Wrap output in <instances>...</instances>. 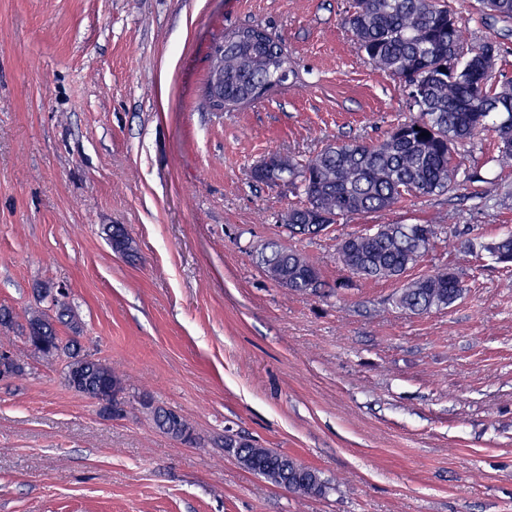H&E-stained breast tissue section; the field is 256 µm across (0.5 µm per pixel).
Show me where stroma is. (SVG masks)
Here are the masks:
<instances>
[{
    "mask_svg": "<svg viewBox=\"0 0 512 512\" xmlns=\"http://www.w3.org/2000/svg\"><path fill=\"white\" fill-rule=\"evenodd\" d=\"M352 0H0V307L51 312L65 287L83 352L126 381L111 417L29 354L0 377V512H512V270L475 250L512 226V199L407 201L383 216L289 238V186L254 183L272 154L376 140L407 113L352 47ZM468 39L512 35L476 0H447ZM259 24L295 77L231 112L198 101L211 50ZM435 224L467 291L406 313L401 281L350 275L338 242L376 223ZM122 224L137 258L114 254ZM270 242L323 269L317 293L266 278ZM348 287L337 290L339 282ZM185 417L183 444L138 404ZM230 434L284 451L332 489L304 497L242 469Z\"/></svg>",
    "mask_w": 512,
    "mask_h": 512,
    "instance_id": "stroma-1",
    "label": "stroma"
}]
</instances>
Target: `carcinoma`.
Returning <instances> with one entry per match:
<instances>
[{
	"label": "carcinoma",
	"instance_id": "1",
	"mask_svg": "<svg viewBox=\"0 0 512 512\" xmlns=\"http://www.w3.org/2000/svg\"><path fill=\"white\" fill-rule=\"evenodd\" d=\"M481 19L512 31V0H480ZM346 24L360 56L397 80L406 92L410 114L376 141L329 143L312 156L273 155L274 173L288 174L304 196L283 217L290 236L316 237L312 224H337L355 216L390 211L411 198L452 195L467 183H489L487 175L512 170V80L500 79L501 44L487 37L470 45L440 0H353ZM290 59L282 42L256 24L224 34L215 51L204 104L232 111L263 98L288 80ZM112 251L132 259L134 241L121 224L107 228ZM433 224H375L338 247L337 259L350 272L375 281L397 280L435 248ZM496 262L512 263V230L482 245ZM268 278L290 292H315L322 272L305 253L271 245L262 256ZM466 284L452 265L427 273L400 289L396 305L413 314L445 309L462 299ZM56 316H31L22 329L25 348L0 338V376L24 371L27 352L47 361L67 358L63 375L86 396L107 391L123 395L122 377L112 366L82 352L79 326L66 299L52 298ZM73 335L59 336L57 324ZM155 426L176 440L196 443L193 427L176 411L154 407ZM224 449L240 466L275 486L296 485V493L324 497L331 489L322 473L272 448H260L244 436H227Z\"/></svg>",
	"mask_w": 512,
	"mask_h": 512
}]
</instances>
